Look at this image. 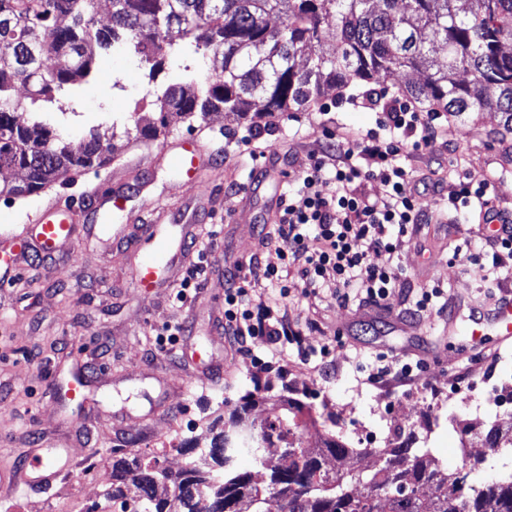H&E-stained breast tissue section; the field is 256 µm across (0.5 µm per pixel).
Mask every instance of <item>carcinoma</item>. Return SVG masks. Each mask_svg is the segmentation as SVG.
Instances as JSON below:
<instances>
[{"label": "carcinoma", "instance_id": "obj_1", "mask_svg": "<svg viewBox=\"0 0 512 512\" xmlns=\"http://www.w3.org/2000/svg\"><path fill=\"white\" fill-rule=\"evenodd\" d=\"M112 0L111 23L89 24L95 0H0V169L20 168L22 184L0 189L8 197L29 196L69 171L105 163L112 151L109 130L93 131L79 151L65 143L41 115L69 86L89 78L96 51L131 49L139 63L178 64L181 50L168 33L177 28L195 52L222 56L221 70L204 80L175 82L155 90L159 123L135 121L145 139L166 126L165 113L191 121L212 112L243 116L255 100L264 112H302L329 88L368 81L380 72L422 76L403 92L432 112H499L512 131V0ZM281 18L277 26L269 17ZM336 30L322 47L324 29ZM447 52L446 62L435 56ZM469 79H458L459 73ZM27 101L15 97L17 85ZM258 401L247 395L235 417L213 434L207 448H190L184 470L173 474L148 458L130 466L112 462V491L121 501L132 484L139 500L130 512H512V472L476 488L467 464L449 473L429 448L414 442L371 449L378 468L368 478L349 477L344 462L354 449L330 434L305 448L304 433L315 423L309 407L287 399L282 411L251 416ZM277 440L299 448L288 468L269 467L257 449ZM493 450L512 451V427L490 429ZM243 454L269 471L257 483L237 465ZM169 483L172 498L158 497Z\"/></svg>", "mask_w": 512, "mask_h": 512}]
</instances>
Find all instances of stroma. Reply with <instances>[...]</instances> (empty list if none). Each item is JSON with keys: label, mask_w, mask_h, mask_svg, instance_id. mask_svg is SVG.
Here are the masks:
<instances>
[{"label": "stroma", "mask_w": 512, "mask_h": 512, "mask_svg": "<svg viewBox=\"0 0 512 512\" xmlns=\"http://www.w3.org/2000/svg\"><path fill=\"white\" fill-rule=\"evenodd\" d=\"M169 67L156 70L141 65L125 48L102 53L91 76L72 87L60 99L63 110L58 131L71 148L83 144L90 131L101 124H116L118 151L108 165L72 173L40 193L21 198L0 197V226L26 223L51 196L81 204L95 186L111 189L113 170L131 167L157 154L162 140L127 136L134 126L135 111L153 112L149 92L170 82ZM336 91H326L319 109L281 115L236 119L212 113L194 121L168 113V138L201 136L214 153V164L203 179L188 183L175 169L156 171L145 182L129 181L132 208L141 210L142 223L155 214L176 217L191 207L201 213L196 249L223 256L220 265L208 266L200 275V287L176 301V291L161 288L143 293L131 288L123 254L110 246L87 242L71 263L54 260L26 264L7 290H0V467L26 457L30 448L63 436L69 419L78 417L75 405H46L53 372H67L77 357L73 337H81L93 372L90 389L101 402V427L90 444L71 439L70 453L78 462V483H55L51 488L17 495L0 492V502L18 504L19 512H121L107 501L112 459L143 455L157 457L162 467L179 471L186 449L205 448L212 434L209 421L225 422L244 396L261 397L257 416L278 408L284 397L310 407L317 424L313 440L336 434L353 448L346 466L350 474H366L375 460L364 444L367 434L380 432L384 442L399 443L409 436L427 439L443 469L455 471L463 461L473 470L469 482L485 481L512 471V454L493 452L483 442L494 426H512V342L499 343L495 333L472 344L467 334L470 316L495 308L497 297L485 294L471 274V245L481 235L480 226L468 225L470 245L458 249L447 225H425L420 237L396 253L392 263L411 285L440 284L452 304L448 313L429 309L403 313V290L378 307L356 302L339 305L333 278L321 281L316 296L307 298L292 290L281 299L277 290L257 285L253 298L270 305L284 304L288 320L303 331L308 346L330 345L332 365L322 369L301 360L289 346L256 338V355L283 365L284 373L255 376L246 356L210 335L208 321L224 306V268L259 254L275 265V245H262L268 229L265 198L273 190L287 191L284 177H297L311 164V155L326 142L329 133L353 134L375 127L380 110L355 109L336 101ZM443 138L453 153L412 158L417 174L439 169L450 183L464 174L488 178L496 206L512 210V133L503 128L498 112H467L455 117L442 114ZM262 126V140L279 154L276 173L253 175V162L239 139L254 126ZM257 178L259 197L242 200V185ZM181 323L184 332L174 346H162L156 337L164 323ZM206 348L223 367L221 379L196 381L181 392H165L163 384L178 381L185 369L187 352ZM406 355L423 363L419 380L394 388L366 384V368L379 353ZM500 361L493 377L482 367L491 354ZM479 382L492 402L483 412L468 401L472 382ZM171 405V420L153 422L154 433L144 446L133 447L117 433L115 418L124 424L141 422L161 402Z\"/></svg>", "instance_id": "1"}]
</instances>
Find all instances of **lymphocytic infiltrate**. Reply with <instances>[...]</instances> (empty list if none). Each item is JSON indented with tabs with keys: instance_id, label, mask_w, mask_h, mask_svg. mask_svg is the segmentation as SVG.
Masks as SVG:
<instances>
[{
	"instance_id": "lymphocytic-infiltrate-1",
	"label": "lymphocytic infiltrate",
	"mask_w": 512,
	"mask_h": 512,
	"mask_svg": "<svg viewBox=\"0 0 512 512\" xmlns=\"http://www.w3.org/2000/svg\"><path fill=\"white\" fill-rule=\"evenodd\" d=\"M337 100L362 109L381 106L383 118L375 128L337 137L335 143L322 147L310 168L278 201L272 236L282 243L280 265L261 263L259 255H251L246 273H230L224 289V335L248 354L252 369L259 373L270 370L272 364L252 354L250 343L255 338L292 345L303 359L309 352L302 331L289 323L287 315L253 301L256 281L279 289L285 298L295 287L302 295H312L321 279L331 277L339 304L355 296L360 305H380L403 284L388 256L409 243L423 225L432 223L435 215L448 217L458 229L473 211L491 202L487 179L464 176L447 187L408 169L410 154L438 150L437 113L420 111L387 89L341 92ZM366 179L379 181L384 195L365 196L360 185ZM427 191L438 198L437 212L423 210L418 203ZM500 216L504 225L485 241L492 261L477 265L481 285L490 292L502 288L512 275V214L504 210ZM292 267L299 278L293 287L284 275Z\"/></svg>"
}]
</instances>
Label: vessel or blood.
I'll return each mask as SVG.
<instances>
[{
	"instance_id": "b4317fda",
	"label": "vessel or blood",
	"mask_w": 512,
	"mask_h": 512,
	"mask_svg": "<svg viewBox=\"0 0 512 512\" xmlns=\"http://www.w3.org/2000/svg\"><path fill=\"white\" fill-rule=\"evenodd\" d=\"M210 151L197 137L179 138L167 149L155 155L150 161L151 169L163 167L177 169L185 181L197 180L207 169ZM198 226L194 222L171 224L157 219L136 227L133 248L139 251L129 268V280L133 288L150 292L172 285L180 269L193 260L190 249L195 240ZM126 235L122 224L102 228L88 221L86 210L69 201H52L32 216L28 224L19 228L0 231V287L13 285L18 279L24 263L55 255L73 259L81 244L89 239L113 237L121 239ZM495 325L500 335H512V300H507L495 309L490 319L474 318L470 321L473 339H480L486 324ZM89 377L86 372L77 371L68 378L51 379L49 401L57 403L59 397H66L79 404L83 413L82 421L75 426L76 433H84L90 421L98 418L99 410L94 400L86 393ZM73 460L68 448H61L54 454L44 456L32 453L21 469L0 468V487L16 492L34 486H53L64 475L70 473Z\"/></svg>"
}]
</instances>
